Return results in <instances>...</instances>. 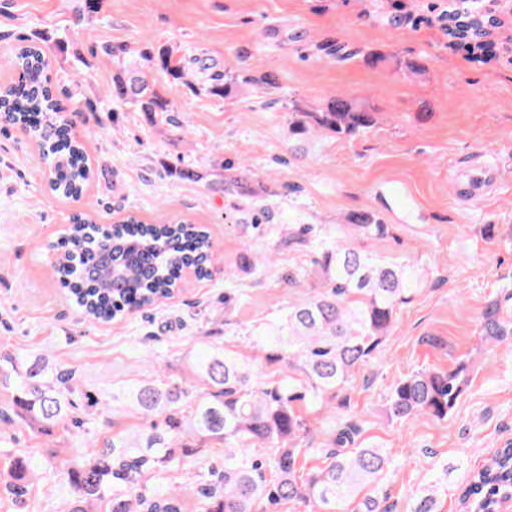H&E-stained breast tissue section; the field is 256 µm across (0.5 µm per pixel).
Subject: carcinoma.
Returning a JSON list of instances; mask_svg holds the SVG:
<instances>
[{"instance_id":"1","label":"carcinoma","mask_w":512,"mask_h":512,"mask_svg":"<svg viewBox=\"0 0 512 512\" xmlns=\"http://www.w3.org/2000/svg\"><path fill=\"white\" fill-rule=\"evenodd\" d=\"M461 43H476L487 24L472 20V5L458 10ZM16 85L0 89V112L24 126L50 158L52 190L79 199L90 167L83 144L71 136L70 112L56 99L41 49L28 46L16 56ZM185 79L174 51L147 55L145 65L126 68L112 79L109 96L152 119L176 111L159 92L152 73ZM375 124L367 107L341 95L330 96L312 112L288 103V134L294 151L320 130L352 139ZM224 191L241 195L267 192L246 179L224 175ZM393 237V225L371 211L354 212L347 223L326 232L313 263L319 289L309 299L288 305L284 316L253 325L252 347L269 361H287L278 378L262 382L252 358L209 345L192 360L194 388L162 378L142 379L112 392V402L149 419L143 430L117 433L92 443L63 464L58 493L62 512H280L291 502L312 512H387L376 485L391 465L381 448H356L355 432L339 430L337 447H312L307 417L345 388L352 371L378 351L399 308L421 290L424 274L411 259L363 250L356 239ZM112 245L116 267L96 264L99 249ZM212 243L196 224L175 220L144 224L129 217L102 230L86 221L73 225L62 261L52 264L59 280L92 320L109 321L127 309L151 305L172 295L189 264L201 277L211 275ZM483 340L512 337V321L492 302L484 314ZM465 366L421 369L400 378L389 397L390 418L448 417L464 392ZM76 372L45 354L0 355V421H16L37 436L60 428L75 435L91 432L94 419L83 411ZM224 448L221 468L210 448ZM327 452L330 462L318 472L298 475L301 455ZM198 471L194 484L174 481L186 460ZM54 462L19 448L0 445V494L16 507L25 504L31 479ZM414 494L413 512H436L435 486ZM512 491V447L500 449L471 477L463 494L472 512H494Z\"/></svg>"}]
</instances>
